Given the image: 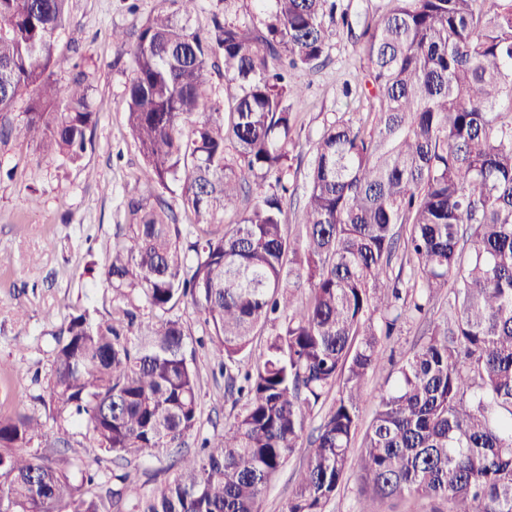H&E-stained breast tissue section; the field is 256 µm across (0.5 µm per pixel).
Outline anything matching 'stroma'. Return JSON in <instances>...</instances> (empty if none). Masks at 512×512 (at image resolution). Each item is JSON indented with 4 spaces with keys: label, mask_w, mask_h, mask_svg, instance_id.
I'll list each match as a JSON object with an SVG mask.
<instances>
[{
    "label": "stroma",
    "mask_w": 512,
    "mask_h": 512,
    "mask_svg": "<svg viewBox=\"0 0 512 512\" xmlns=\"http://www.w3.org/2000/svg\"><path fill=\"white\" fill-rule=\"evenodd\" d=\"M69 10L56 50L87 74L97 123L77 165L42 163L35 145L13 137L0 141V168L9 172L0 179V412L20 407L43 416V434L31 450L44 451L62 440L68 454L78 457L87 444L84 427H58L46 418L40 401L53 335L71 314L85 310L98 319L111 311L114 292L105 275L108 246L127 232L132 191L148 203L161 199L175 213L183 211L180 184L166 189L140 183L143 159L125 109L134 66L130 45L157 11L178 16L182 7L180 0H70ZM264 12L257 0H198L189 25L208 28L213 18L226 13L249 23ZM116 32L125 34V46L114 43ZM362 65L358 43L342 30L325 63L291 75L303 95L293 105L296 146L290 151L286 224L300 221L313 146L324 127L338 117L356 122L368 115L367 101L344 91L345 81ZM427 326L421 319L401 325L385 344L371 388L394 378L398 360L420 345ZM194 364L200 376L201 432L222 433L234 415L232 401L223 397L224 379L213 375L207 350L196 349ZM306 464V449H298L267 489L261 512H283L294 474Z\"/></svg>",
    "instance_id": "35a3bbf8"
}]
</instances>
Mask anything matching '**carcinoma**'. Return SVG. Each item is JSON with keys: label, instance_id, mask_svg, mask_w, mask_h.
I'll return each mask as SVG.
<instances>
[{"label": "carcinoma", "instance_id": "obj_1", "mask_svg": "<svg viewBox=\"0 0 512 512\" xmlns=\"http://www.w3.org/2000/svg\"><path fill=\"white\" fill-rule=\"evenodd\" d=\"M69 2L0 0V140L75 164L97 111L84 72L53 79L68 64L55 42ZM273 2L252 27L216 17L204 36L161 10L140 31L128 125L143 179L182 182L192 222L184 232L167 205L130 199L132 224L106 271L118 304L102 319L71 315L47 375L44 408L81 424L89 445L80 457L30 452L40 417L0 414V512H260L301 447L307 466L285 512H325L350 472L363 486L357 512L405 496L512 512V0H392L362 24L356 81L374 123L325 126L293 235L284 199L301 88L288 70L325 60L352 21L336 0ZM217 56L227 118L209 105ZM249 195L250 209L224 223ZM400 248L417 276L409 288L390 271ZM446 287L448 308L373 395L358 436L382 337ZM184 301L208 327L224 395L240 404L193 453L199 376L172 315ZM104 457L110 483L92 470ZM150 457L172 463L147 491L131 465Z\"/></svg>", "mask_w": 512, "mask_h": 512}]
</instances>
